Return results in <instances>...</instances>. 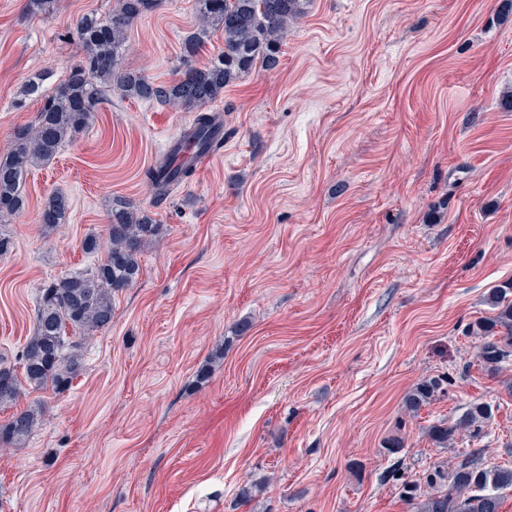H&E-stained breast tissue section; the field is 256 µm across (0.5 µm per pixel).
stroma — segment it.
<instances>
[{"mask_svg":"<svg viewBox=\"0 0 512 512\" xmlns=\"http://www.w3.org/2000/svg\"><path fill=\"white\" fill-rule=\"evenodd\" d=\"M25 2L0 0V154L81 60L78 18L116 6L33 18ZM195 30V0H161L119 64L169 83ZM210 110L224 146L167 197L143 173L193 115L116 92L28 174L0 254L2 367L19 368L44 288L100 262L81 243L107 242L113 201L163 230L111 326L77 334L69 388L0 406V425L39 414L0 443V512H414L394 462L416 480L474 447L512 467V366L478 369L467 334L512 281V0H308L278 67ZM53 191L71 212L47 231ZM439 375L445 394L408 412ZM481 402L478 438L433 444ZM38 424V415L31 409L15 412L10 420L0 426V441L5 442L21 439L28 436Z\"/></svg>","mask_w":512,"mask_h":512,"instance_id":"35a3bbf8","label":"stroma"}]
</instances>
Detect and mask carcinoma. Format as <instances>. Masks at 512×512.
Here are the masks:
<instances>
[{"label":"carcinoma","mask_w":512,"mask_h":512,"mask_svg":"<svg viewBox=\"0 0 512 512\" xmlns=\"http://www.w3.org/2000/svg\"><path fill=\"white\" fill-rule=\"evenodd\" d=\"M307 0H196L197 32L182 43L181 74L171 83L158 85L142 73L123 69L118 60L132 24L151 10L156 0H117L115 9L103 19L95 13L82 15L76 37L83 48L81 63L58 83L41 107L34 123L18 128L10 149L0 155V219L21 211L26 205L25 182L30 170L47 164L63 144L90 122L105 93L117 88L124 97L157 101L182 112H193L196 135L211 130L215 115L205 108L217 101L224 88L256 66L268 70L279 64V50L288 25L304 13ZM55 0H26L28 14L45 16L54 11ZM224 36V50L207 63L196 65V57L211 34ZM194 169L169 172L168 159L145 170L148 186L157 197H165L189 180ZM69 200L59 191L47 195L40 220L46 229L67 222ZM106 254L90 273L71 276L44 289L33 336L21 354L24 380L14 371L0 368V404L14 401L21 382L33 389L52 388L61 392L71 384L77 370L74 345L66 329H104L112 325V294L134 284L140 275L142 247L159 235L161 225L153 212L120 202L108 212ZM494 315L477 320L468 334L478 339V366L497 374L512 365V283L490 298ZM446 380L433 377L406 399L416 412L444 393ZM487 403L471 405L453 424L431 427V437L448 447L457 436L478 435L481 424L490 420ZM38 424L31 409L15 412L0 426V440L28 436ZM428 491L416 482L402 483V496L416 512H499L500 494L512 488V468L483 466L477 449L462 450L452 463L439 462L425 473Z\"/></svg>","instance_id":"1"}]
</instances>
